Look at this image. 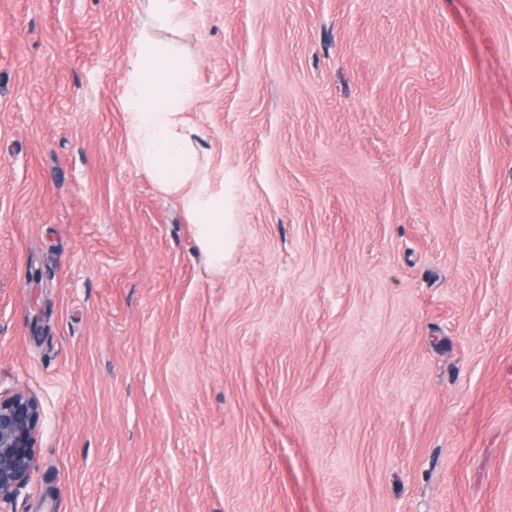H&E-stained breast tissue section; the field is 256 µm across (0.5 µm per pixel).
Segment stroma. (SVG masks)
<instances>
[{
  "label": "stroma",
  "instance_id": "1",
  "mask_svg": "<svg viewBox=\"0 0 512 512\" xmlns=\"http://www.w3.org/2000/svg\"><path fill=\"white\" fill-rule=\"evenodd\" d=\"M223 272L128 151L138 0H0L14 512H512V0H182ZM42 419L39 399L24 389L0 391V511L9 512L36 463Z\"/></svg>",
  "mask_w": 512,
  "mask_h": 512
}]
</instances>
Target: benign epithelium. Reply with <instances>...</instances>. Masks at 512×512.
Listing matches in <instances>:
<instances>
[{"label":"benign epithelium","instance_id":"7a95c632","mask_svg":"<svg viewBox=\"0 0 512 512\" xmlns=\"http://www.w3.org/2000/svg\"><path fill=\"white\" fill-rule=\"evenodd\" d=\"M42 406L18 388L0 391V512L12 503L36 463Z\"/></svg>","mask_w":512,"mask_h":512}]
</instances>
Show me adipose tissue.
I'll return each mask as SVG.
<instances>
[{
	"mask_svg": "<svg viewBox=\"0 0 512 512\" xmlns=\"http://www.w3.org/2000/svg\"><path fill=\"white\" fill-rule=\"evenodd\" d=\"M185 24L181 0H139V36L122 91L130 116L128 145L137 167L160 191L181 197L197 248L208 267L223 271L238 240L223 184L204 172V132L189 122L198 98L192 65L172 41L155 30L179 32Z\"/></svg>",
	"mask_w": 512,
	"mask_h": 512,
	"instance_id": "adipose-tissue-1",
	"label": "adipose tissue"
}]
</instances>
